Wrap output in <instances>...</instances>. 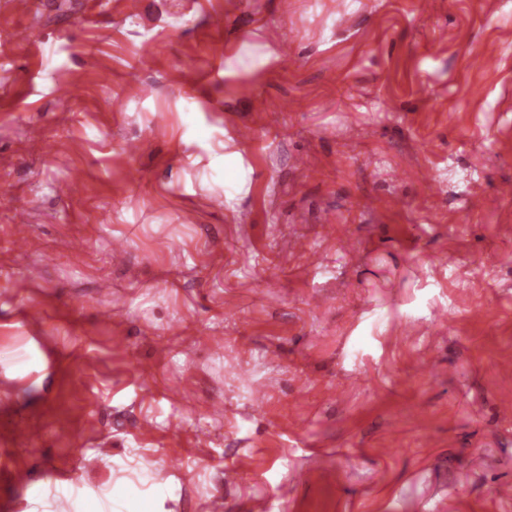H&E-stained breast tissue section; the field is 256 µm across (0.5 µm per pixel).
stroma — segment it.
<instances>
[{
	"mask_svg": "<svg viewBox=\"0 0 512 512\" xmlns=\"http://www.w3.org/2000/svg\"><path fill=\"white\" fill-rule=\"evenodd\" d=\"M505 185L512 0H0V512H512ZM57 491L77 497L80 509L77 512H157V502L167 494L165 488L157 486L149 495H144L135 487L122 483L112 485L100 494L75 492L71 484L61 485Z\"/></svg>",
	"mask_w": 512,
	"mask_h": 512,
	"instance_id": "35a3bbf8",
	"label": "stroma"
}]
</instances>
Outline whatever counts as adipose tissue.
<instances>
[{"mask_svg": "<svg viewBox=\"0 0 512 512\" xmlns=\"http://www.w3.org/2000/svg\"><path fill=\"white\" fill-rule=\"evenodd\" d=\"M63 495H76L79 512H156V504L167 491L155 487L150 494H142L135 487L118 483L99 493L74 491L71 485L58 488Z\"/></svg>", "mask_w": 512, "mask_h": 512, "instance_id": "1", "label": "adipose tissue"}]
</instances>
